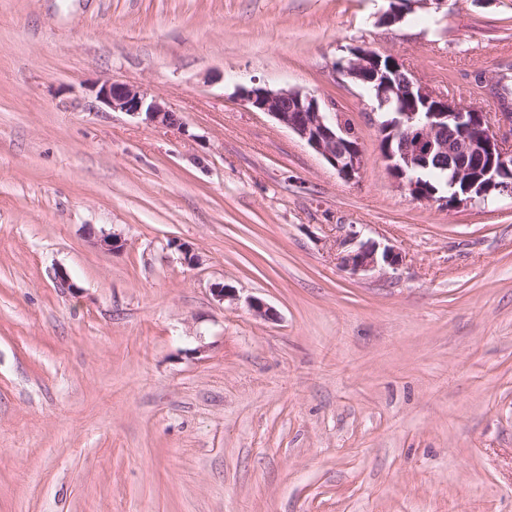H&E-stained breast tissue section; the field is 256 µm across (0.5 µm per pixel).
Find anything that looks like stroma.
I'll use <instances>...</instances> for the list:
<instances>
[{"instance_id":"1","label":"stroma","mask_w":512,"mask_h":512,"mask_svg":"<svg viewBox=\"0 0 512 512\" xmlns=\"http://www.w3.org/2000/svg\"><path fill=\"white\" fill-rule=\"evenodd\" d=\"M387 7L0 0V512H512V199L412 201L339 72L362 44L494 111L512 79L475 78L512 64V0ZM103 79L182 128L104 107ZM256 83L335 99L358 178ZM352 232L402 263L351 275ZM388 10L381 15L379 23L387 26H392L405 18V16L414 11L416 4H430L433 2L436 5L447 3V0H389Z\"/></svg>"}]
</instances>
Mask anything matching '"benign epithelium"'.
I'll use <instances>...</instances> for the list:
<instances>
[{
	"instance_id": "7a95c632",
	"label": "benign epithelium",
	"mask_w": 512,
	"mask_h": 512,
	"mask_svg": "<svg viewBox=\"0 0 512 512\" xmlns=\"http://www.w3.org/2000/svg\"><path fill=\"white\" fill-rule=\"evenodd\" d=\"M447 0H389L379 23L392 26L414 11L416 5ZM342 73L357 84L374 83L379 89L380 107L397 100L399 119L391 127V138L383 143L381 157L398 187L415 201L448 206H465L486 200L492 192L512 198V142L499 136L492 118L512 124V111L502 105L495 113L463 107L419 82L397 58L381 55L365 46L350 48ZM96 99L112 111L145 115L151 124L180 125L178 116L157 98L134 86L110 79L95 85ZM244 101L294 133L346 181L355 180L364 165L359 135L339 111L333 98L318 99L300 90L273 91L256 85L242 89ZM456 127L448 138V123ZM451 156L448 185L460 190L439 196L423 187L413 172L427 167L431 155ZM402 254L392 246L375 242L360 244L341 257V265L353 275L383 266L395 267Z\"/></svg>"
}]
</instances>
